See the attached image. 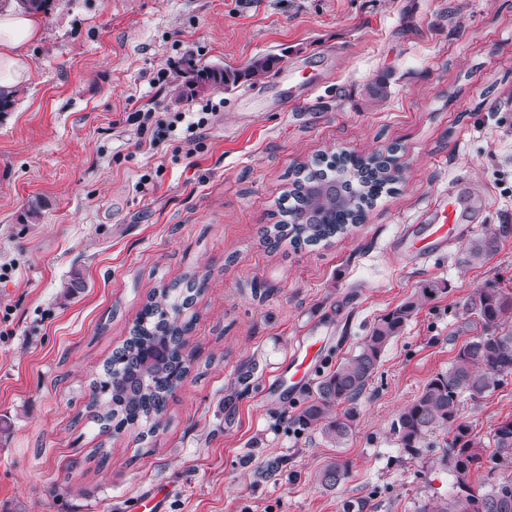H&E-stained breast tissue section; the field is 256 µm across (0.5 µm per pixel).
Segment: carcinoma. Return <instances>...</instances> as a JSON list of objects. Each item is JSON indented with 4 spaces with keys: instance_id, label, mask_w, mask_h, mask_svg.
<instances>
[{
    "instance_id": "cac0c4a2",
    "label": "carcinoma",
    "mask_w": 512,
    "mask_h": 512,
    "mask_svg": "<svg viewBox=\"0 0 512 512\" xmlns=\"http://www.w3.org/2000/svg\"><path fill=\"white\" fill-rule=\"evenodd\" d=\"M275 56L258 57L242 71L203 67L193 70L187 81L190 92L209 83L228 87L242 76L259 80L277 64ZM397 157L360 156L335 152L309 167L294 172L289 195L297 204L280 209L281 220L267 237L279 245L287 240L298 248L317 245L343 234L360 223L378 196L390 191L399 178ZM496 237L473 238L464 248V262L480 263L496 248ZM191 305L189 296L162 289L153 293L123 347L112 356L103 377L91 384L88 407L103 406L94 420L116 431L148 422L166 410L168 400L187 377L189 365L183 355L185 335L193 319L182 318ZM419 303L405 302L373 325L359 351L317 382L310 400L296 416L304 430H318L339 445L352 432L355 402L365 390L386 349L399 337L415 315ZM466 312L480 325V332L466 338L446 372L434 375L418 396L393 421L391 431L409 454L437 430L452 433V440L438 459L440 468L452 477L448 495L423 507L422 512H512V475L491 477L485 486L474 487V472L491 464L489 472L512 465V419L495 428V450L484 456L481 440L465 422L459 421L461 399L479 398L496 390L512 374V291L487 284L476 289ZM349 464L336 460L321 473V483L333 488L349 475Z\"/></svg>"
}]
</instances>
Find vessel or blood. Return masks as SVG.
Wrapping results in <instances>:
<instances>
[{
    "instance_id": "b4317fda",
    "label": "vessel or blood",
    "mask_w": 512,
    "mask_h": 512,
    "mask_svg": "<svg viewBox=\"0 0 512 512\" xmlns=\"http://www.w3.org/2000/svg\"><path fill=\"white\" fill-rule=\"evenodd\" d=\"M483 203L482 195L473 189L439 192L427 204L418 223L397 239V250L418 257L443 252L458 239L471 213ZM166 501V493L150 489L137 498L133 509L134 512H165Z\"/></svg>"
}]
</instances>
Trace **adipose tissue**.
Listing matches in <instances>:
<instances>
[{"label":"adipose tissue","instance_id":"ef3b65f1","mask_svg":"<svg viewBox=\"0 0 512 512\" xmlns=\"http://www.w3.org/2000/svg\"><path fill=\"white\" fill-rule=\"evenodd\" d=\"M42 24V13L17 0L0 7V97L12 98L28 81V49L40 38Z\"/></svg>","mask_w":512,"mask_h":512}]
</instances>
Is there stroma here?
<instances>
[{
  "mask_svg": "<svg viewBox=\"0 0 512 512\" xmlns=\"http://www.w3.org/2000/svg\"><path fill=\"white\" fill-rule=\"evenodd\" d=\"M43 26L0 107V512H132L154 485L167 512H419L447 494L449 435L413 456L391 423L451 366L475 290H512V0H51ZM265 54L279 62L261 80L186 95L190 64ZM207 99L224 106L201 153L176 148L181 122L168 150L136 148L129 112ZM339 150L394 151V192L329 243L268 248L293 170ZM454 182L485 194L473 233L496 251L463 263L461 239L396 261L400 230ZM191 277L188 377L153 434L101 429L91 382L149 295ZM431 281L447 292L420 298ZM413 299L349 437L300 429L313 381ZM305 341L322 345L312 382L272 387ZM459 416L493 450L512 375ZM336 459L350 474L328 488Z\"/></svg>",
  "mask_w": 512,
  "mask_h": 512,
  "instance_id": "35a3bbf8",
  "label": "stroma"
}]
</instances>
